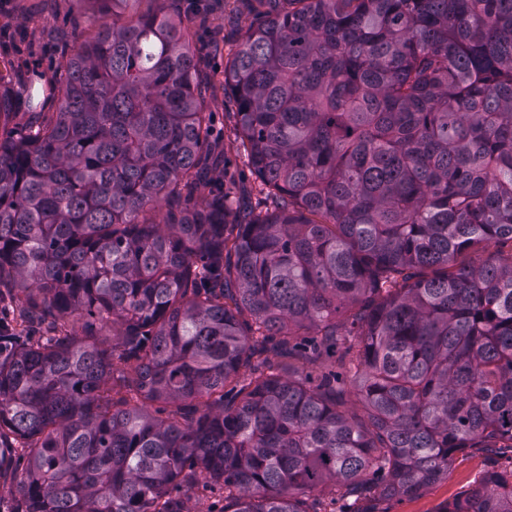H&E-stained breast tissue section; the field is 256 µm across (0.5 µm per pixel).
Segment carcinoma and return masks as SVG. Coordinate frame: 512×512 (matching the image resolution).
Returning <instances> with one entry per match:
<instances>
[{"mask_svg":"<svg viewBox=\"0 0 512 512\" xmlns=\"http://www.w3.org/2000/svg\"><path fill=\"white\" fill-rule=\"evenodd\" d=\"M155 2L65 49L55 112L0 139L21 512H186L201 478L223 512H311L512 448V262L469 258L512 242V0H256L224 90L282 203L235 223L189 33ZM312 334L350 337L363 415L281 369ZM446 512H512V471Z\"/></svg>","mask_w":512,"mask_h":512,"instance_id":"cac0c4a2","label":"carcinoma"}]
</instances>
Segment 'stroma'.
I'll return each instance as SVG.
<instances>
[{
  "label": "stroma",
  "instance_id": "1",
  "mask_svg": "<svg viewBox=\"0 0 512 512\" xmlns=\"http://www.w3.org/2000/svg\"><path fill=\"white\" fill-rule=\"evenodd\" d=\"M196 11L206 13L209 18L208 29L199 33L200 43L206 46L199 73L210 86L209 109L214 114L215 126L224 133V163L213 168L210 177L213 181L225 182L242 208L264 209L258 181L239 148L235 103L231 95L224 92V68L254 22L255 14L247 0H180L172 16L183 25L188 15ZM72 16L80 18L88 37L100 23L98 13L88 0H0V77L14 92L34 97L32 106L14 109L8 128L25 127L32 111H50L46 89L63 71L56 36L69 32L68 19ZM303 369L316 384L325 374L339 375L347 409L362 414L359 397L338 354L322 353L316 362L304 364ZM511 468L512 448H469L456 455L446 475L418 494L363 501L359 507L361 512H446L449 502L477 486L487 472Z\"/></svg>",
  "mask_w": 512,
  "mask_h": 512
}]
</instances>
